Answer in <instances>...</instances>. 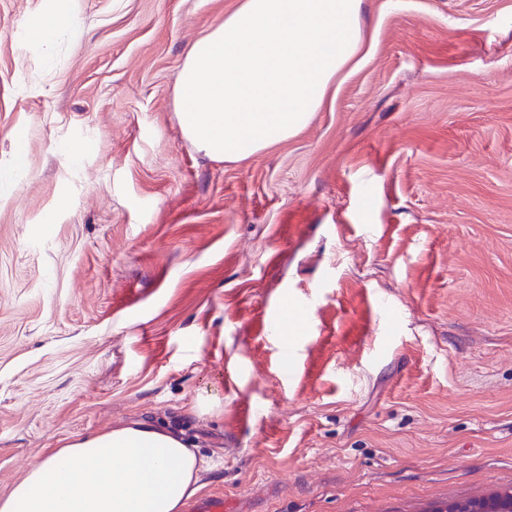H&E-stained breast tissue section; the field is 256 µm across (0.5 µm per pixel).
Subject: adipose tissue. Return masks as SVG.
Segmentation results:
<instances>
[{
    "label": "adipose tissue",
    "mask_w": 512,
    "mask_h": 512,
    "mask_svg": "<svg viewBox=\"0 0 512 512\" xmlns=\"http://www.w3.org/2000/svg\"><path fill=\"white\" fill-rule=\"evenodd\" d=\"M361 9L240 0L185 55L175 87L184 136L239 162L301 132L362 50ZM202 465L172 431L137 421L53 449L0 497V512H184Z\"/></svg>",
    "instance_id": "adipose-tissue-1"
}]
</instances>
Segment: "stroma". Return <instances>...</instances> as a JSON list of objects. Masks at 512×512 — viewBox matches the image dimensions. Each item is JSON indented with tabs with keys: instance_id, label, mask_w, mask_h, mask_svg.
<instances>
[{
	"instance_id": "obj_1",
	"label": "stroma",
	"mask_w": 512,
	"mask_h": 512,
	"mask_svg": "<svg viewBox=\"0 0 512 512\" xmlns=\"http://www.w3.org/2000/svg\"><path fill=\"white\" fill-rule=\"evenodd\" d=\"M238 2L63 0L43 46L0 0V496L142 419L224 512L512 491V0H363L310 124L224 162L174 94Z\"/></svg>"
}]
</instances>
